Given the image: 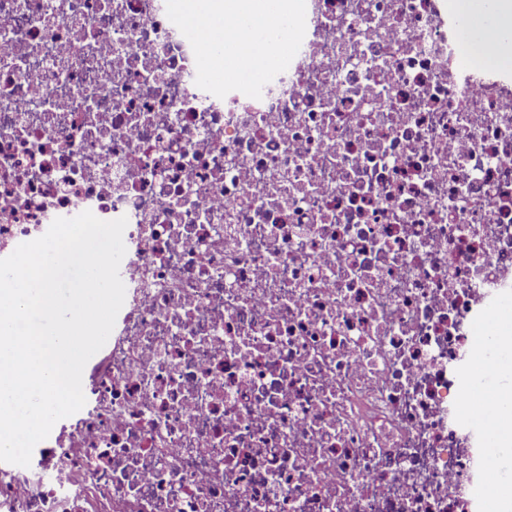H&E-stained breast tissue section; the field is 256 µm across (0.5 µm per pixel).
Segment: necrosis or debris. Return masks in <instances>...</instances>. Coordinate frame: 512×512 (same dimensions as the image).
Here are the masks:
<instances>
[{
    "mask_svg": "<svg viewBox=\"0 0 512 512\" xmlns=\"http://www.w3.org/2000/svg\"><path fill=\"white\" fill-rule=\"evenodd\" d=\"M448 0H306L261 98L165 0H0V258L126 218L84 407L0 512H480L475 323L512 300V68Z\"/></svg>",
    "mask_w": 512,
    "mask_h": 512,
    "instance_id": "obj_1",
    "label": "necrosis or debris"
}]
</instances>
